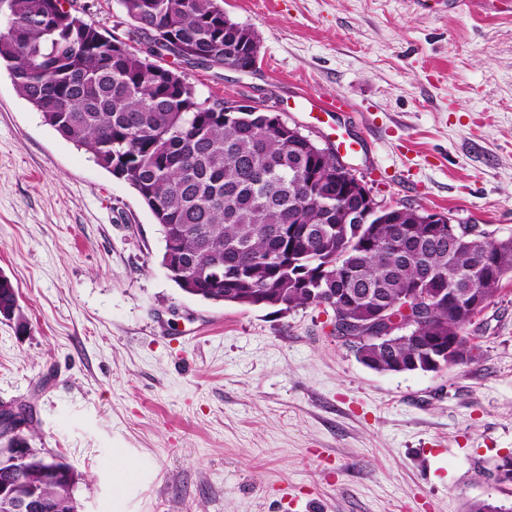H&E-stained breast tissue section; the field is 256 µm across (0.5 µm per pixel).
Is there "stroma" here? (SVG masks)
<instances>
[{
  "label": "stroma",
  "instance_id": "1",
  "mask_svg": "<svg viewBox=\"0 0 512 512\" xmlns=\"http://www.w3.org/2000/svg\"><path fill=\"white\" fill-rule=\"evenodd\" d=\"M135 48L116 0H81ZM254 69L181 67L198 98L246 99L343 161L377 200L512 235V0H224ZM342 100L346 112L313 102ZM125 180L60 138L0 69V405L79 476L80 512H466L512 502V279L470 328L478 361L381 373L330 314L184 294ZM140 472L122 480L118 457ZM0 308L3 314L14 313L17 310L16 320L18 324H24V318L18 302V291L11 280L5 275H0Z\"/></svg>",
  "mask_w": 512,
  "mask_h": 512
}]
</instances>
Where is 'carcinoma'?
<instances>
[{
    "label": "carcinoma",
    "mask_w": 512,
    "mask_h": 512,
    "mask_svg": "<svg viewBox=\"0 0 512 512\" xmlns=\"http://www.w3.org/2000/svg\"><path fill=\"white\" fill-rule=\"evenodd\" d=\"M74 0H0L8 23L0 30L5 62L18 95L41 112L61 138L91 153L126 180L152 212L184 272L172 281L184 292L220 304L263 295L290 311L310 305L333 319L363 321L372 308H397L425 290L437 300L410 334L378 338L377 329L354 345L358 359L377 371H430L448 351V365L477 358L473 321L458 314L469 289L491 301L512 275V239L479 236L448 251L430 225L408 208L399 224L336 223L339 157L311 153L307 144L268 112H226L224 100H199L165 55L219 68L245 58L246 27L224 20L219 0H117L133 32L147 38L141 51L88 20ZM312 240L286 259L292 225ZM456 288L455 304L448 290ZM0 312L17 313L18 291L0 275ZM54 459L18 471L19 486L55 493L47 479ZM496 482L512 488V458L494 467ZM469 512H512V505L476 500Z\"/></svg>",
    "instance_id": "1"
}]
</instances>
